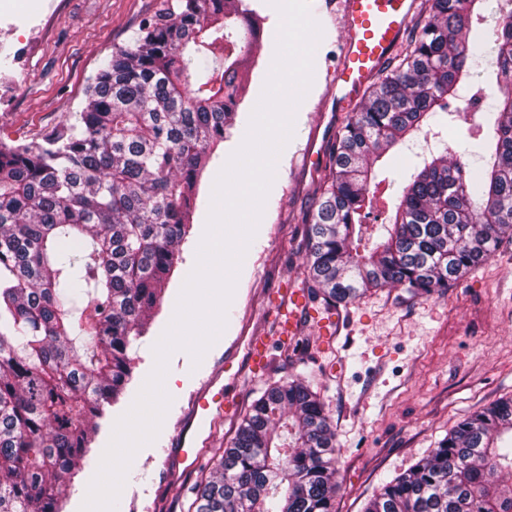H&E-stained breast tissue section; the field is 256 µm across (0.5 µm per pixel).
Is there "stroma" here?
I'll list each match as a JSON object with an SVG mask.
<instances>
[{"mask_svg":"<svg viewBox=\"0 0 512 512\" xmlns=\"http://www.w3.org/2000/svg\"><path fill=\"white\" fill-rule=\"evenodd\" d=\"M162 0H25L11 18L0 16V141L40 143L44 133L81 110L90 78L113 50L127 45ZM261 18L262 39L249 67L236 125L213 156L197 187L192 229L167 285L163 304L132 351V379L99 421L90 464L74 477L62 512H80L116 420L133 405L155 365L153 347L175 313L183 284L193 271L211 208L215 180L241 145L260 100L277 46L280 16L269 0H247ZM322 36L313 57V80L293 112V133L275 160L274 180L262 218L240 264L230 316L201 361L185 350L168 358L164 380L171 403L156 439L141 447L126 473L116 512H185L182 486L200 477L174 456L194 395L210 382L227 386L236 416L210 415L199 451L230 443L238 416L269 384L314 376L336 433V512H362L379 487L426 457L466 415L512 395V245L503 244L474 273L430 297L393 287L367 293L341 308L338 335L319 332L322 305L302 314L293 346L271 343L264 366L253 365L238 337L267 330L272 304L307 279L306 220L329 174L326 154L345 115L328 109L327 77L336 66L341 29L335 14H316ZM317 162L297 161L301 150ZM416 158L407 145L391 149L376 165L380 182L369 187L378 209L391 207Z\"/></svg>","mask_w":512,"mask_h":512,"instance_id":"obj_1","label":"stroma"}]
</instances>
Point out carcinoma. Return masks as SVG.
<instances>
[{"label":"carcinoma","mask_w":512,"mask_h":512,"mask_svg":"<svg viewBox=\"0 0 512 512\" xmlns=\"http://www.w3.org/2000/svg\"><path fill=\"white\" fill-rule=\"evenodd\" d=\"M483 0H422L409 40L346 116L308 225L307 290L329 311L373 289L432 295L512 243V96L492 127L447 131L372 240V157L423 130L479 61L512 86V0L495 46ZM258 32L245 0H163L90 79L82 110L34 145L0 142V512H61L67 482L132 377L190 232L198 178L233 127ZM485 161L470 177L459 153ZM336 433L312 377L268 385L187 512H335ZM364 512H512V398L459 421ZM480 12L484 16V19L479 27L484 36L486 46L489 48L495 39L494 32L499 17L497 0H484L481 4Z\"/></svg>","instance_id":"1"}]
</instances>
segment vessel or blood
<instances>
[{"label":"vessel or blood","instance_id":"1","mask_svg":"<svg viewBox=\"0 0 512 512\" xmlns=\"http://www.w3.org/2000/svg\"><path fill=\"white\" fill-rule=\"evenodd\" d=\"M344 35L330 86L337 110L357 99L383 64L400 46L416 10L417 0H340ZM307 299L299 288L290 289L285 301L277 302L273 316L275 333L281 341L295 339L300 332L301 311ZM232 399L201 392L192 406L196 416L231 414Z\"/></svg>","mask_w":512,"mask_h":512}]
</instances>
